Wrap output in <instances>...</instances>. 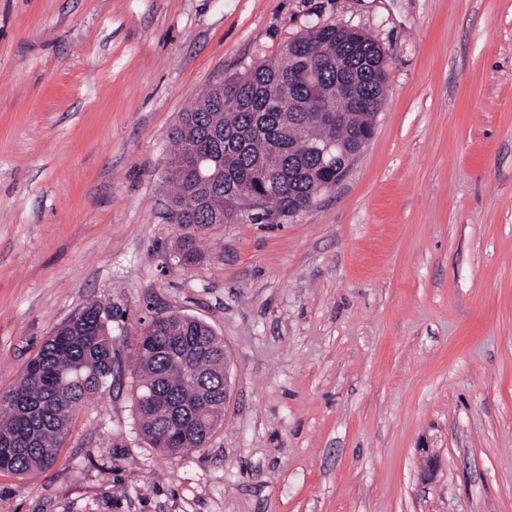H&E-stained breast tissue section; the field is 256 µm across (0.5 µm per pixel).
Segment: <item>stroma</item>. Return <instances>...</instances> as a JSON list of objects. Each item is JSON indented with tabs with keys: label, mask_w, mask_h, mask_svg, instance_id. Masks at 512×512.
Segmentation results:
<instances>
[{
	"label": "stroma",
	"mask_w": 512,
	"mask_h": 512,
	"mask_svg": "<svg viewBox=\"0 0 512 512\" xmlns=\"http://www.w3.org/2000/svg\"><path fill=\"white\" fill-rule=\"evenodd\" d=\"M327 24L385 54L372 138L180 266L172 126ZM94 301L125 313L116 379L53 467L0 472V512H512V0H0V394ZM155 312L229 357L222 425L178 458L136 424Z\"/></svg>",
	"instance_id": "obj_1"
}]
</instances>
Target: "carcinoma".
Wrapping results in <instances>:
<instances>
[{"mask_svg":"<svg viewBox=\"0 0 512 512\" xmlns=\"http://www.w3.org/2000/svg\"><path fill=\"white\" fill-rule=\"evenodd\" d=\"M341 79L357 82L371 104L333 102L341 121L330 126L318 119L315 105L333 95ZM386 81L375 40L358 28L329 24L294 37L279 59L211 88L181 113L170 132L165 178L168 211L185 230L177 261L195 263L203 232L239 219L245 209L249 221L268 223L251 211L249 193L275 192L283 219L304 207L320 184L336 180L355 154L322 157L319 149L333 139L352 146L373 127ZM123 318L110 304L90 303L54 328L25 363L18 385L0 395V472L25 475L57 462L74 417L112 386V331ZM134 356L140 433L170 456L202 447L203 425L224 421V342L206 322L167 313Z\"/></svg>","mask_w":512,"mask_h":512,"instance_id":"1","label":"carcinoma"}]
</instances>
